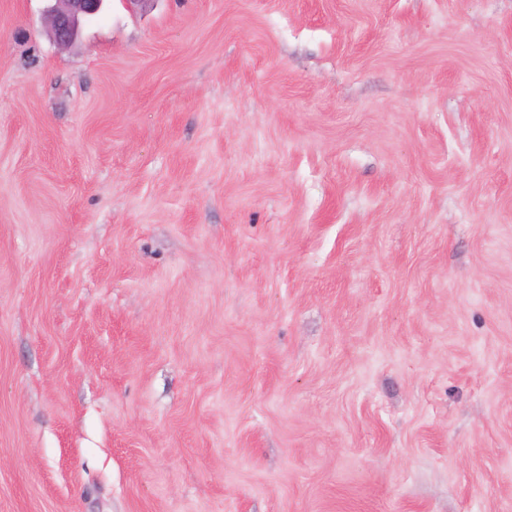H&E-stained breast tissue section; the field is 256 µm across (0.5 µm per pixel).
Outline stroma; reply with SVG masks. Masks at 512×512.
I'll return each instance as SVG.
<instances>
[{"instance_id":"35a3bbf8","label":"stroma","mask_w":512,"mask_h":512,"mask_svg":"<svg viewBox=\"0 0 512 512\" xmlns=\"http://www.w3.org/2000/svg\"><path fill=\"white\" fill-rule=\"evenodd\" d=\"M0 0V512H512V0ZM51 38L60 48H68L80 36L85 22L101 14L108 0H45Z\"/></svg>"}]
</instances>
